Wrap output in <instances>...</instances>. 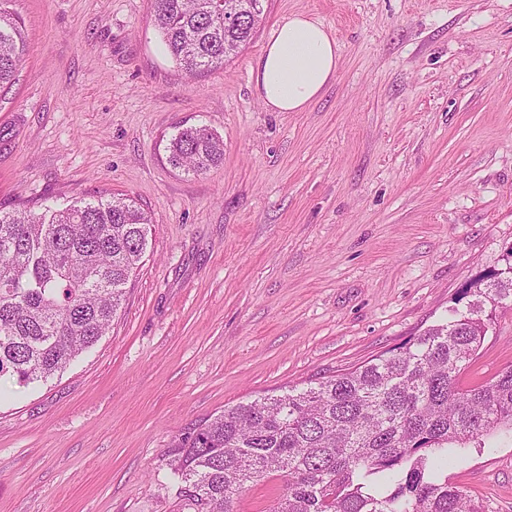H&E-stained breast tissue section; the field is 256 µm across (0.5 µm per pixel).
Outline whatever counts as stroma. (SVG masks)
<instances>
[{"label":"stroma","instance_id":"obj_1","mask_svg":"<svg viewBox=\"0 0 512 512\" xmlns=\"http://www.w3.org/2000/svg\"><path fill=\"white\" fill-rule=\"evenodd\" d=\"M0 208L125 195L148 246L112 328L34 387L0 380V512H180L163 448L224 407L361 366L448 315L512 243V0H263L253 39L186 78L152 0H9ZM303 13L340 47L323 96L270 112L252 69ZM224 138L202 174L177 126ZM512 366V302L466 385ZM512 512V442L448 469ZM8 1H0V91L14 83L25 47L24 23L18 15L5 8ZM166 149L169 165L187 173H203L224 160V138L205 126L177 127Z\"/></svg>","mask_w":512,"mask_h":512}]
</instances>
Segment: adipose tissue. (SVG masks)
I'll use <instances>...</instances> for the list:
<instances>
[{
	"instance_id": "adipose-tissue-1",
	"label": "adipose tissue",
	"mask_w": 512,
	"mask_h": 512,
	"mask_svg": "<svg viewBox=\"0 0 512 512\" xmlns=\"http://www.w3.org/2000/svg\"><path fill=\"white\" fill-rule=\"evenodd\" d=\"M339 58L335 38L320 21L291 15L277 26L257 60V93L269 111H305L333 82Z\"/></svg>"
}]
</instances>
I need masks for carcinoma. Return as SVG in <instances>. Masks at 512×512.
<instances>
[{
  "mask_svg": "<svg viewBox=\"0 0 512 512\" xmlns=\"http://www.w3.org/2000/svg\"><path fill=\"white\" fill-rule=\"evenodd\" d=\"M153 0L170 56L188 75L237 56L261 13L224 20L233 2ZM0 0V90L25 47L22 19ZM175 169L202 173L224 160V138L177 127ZM151 218L129 198L79 199L38 215L0 209V378L46 382L112 327L125 285L147 249ZM504 265L469 283L446 321L405 345L314 386L227 406L164 450L184 512H237L247 484L288 476L271 512H479L442 477L452 460L512 438V366L464 387L499 305L512 299Z\"/></svg>",
  "mask_w": 512,
  "mask_h": 512,
  "instance_id": "cac0c4a2",
  "label": "carcinoma"
}]
</instances>
